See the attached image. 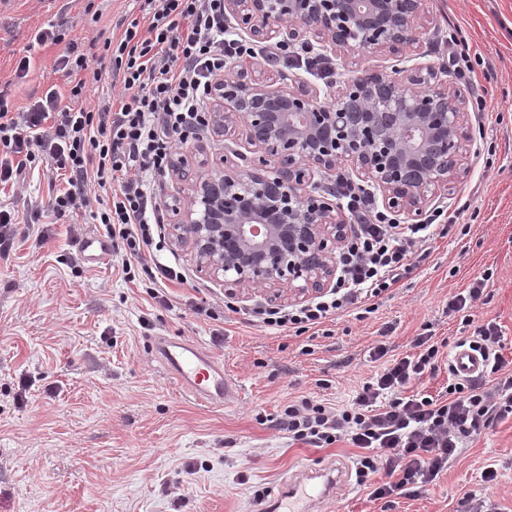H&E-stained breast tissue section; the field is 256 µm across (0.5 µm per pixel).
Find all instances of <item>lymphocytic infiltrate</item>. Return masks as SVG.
Instances as JSON below:
<instances>
[{
  "mask_svg": "<svg viewBox=\"0 0 512 512\" xmlns=\"http://www.w3.org/2000/svg\"><path fill=\"white\" fill-rule=\"evenodd\" d=\"M138 3L140 17L118 19L120 36L105 39L93 60L59 30L37 32V43L63 45L55 66L77 82L69 96L51 90L18 112L0 98V184H19L26 168L39 164L67 172V186L52 191L46 215L90 210L115 244L126 279L155 285L182 281L183 272L143 256L162 221L150 181L168 170L176 143L208 126L211 85L225 64L263 52L230 30L224 0ZM87 70L94 81L107 76L119 84V102L79 106L86 88L80 74ZM93 184L105 190L104 198L91 199ZM336 190L354 224L337 256L334 286L301 306L256 308L252 322L299 336L350 311L375 313V299L411 273L440 233L434 223H394L349 180H338ZM499 334L493 322L475 327L467 342L492 364L449 384L447 398L404 393L411 381L435 373L442 356L432 336L420 335L416 354L385 366L350 403L335 408L305 397L285 408L282 425L295 442L325 448L345 441L358 448L356 480L371 500L432 483L466 438L512 414V370L497 351Z\"/></svg>",
  "mask_w": 512,
  "mask_h": 512,
  "instance_id": "lymphocytic-infiltrate-1",
  "label": "lymphocytic infiltrate"
}]
</instances>
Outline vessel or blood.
Here are the masks:
<instances>
[{
  "instance_id": "b4317fda",
  "label": "vessel or blood",
  "mask_w": 512,
  "mask_h": 512,
  "mask_svg": "<svg viewBox=\"0 0 512 512\" xmlns=\"http://www.w3.org/2000/svg\"><path fill=\"white\" fill-rule=\"evenodd\" d=\"M111 250V242L97 234L86 236L80 243L84 260L91 264L99 263ZM148 348L178 389L194 400L221 407L239 398L240 388L225 371L223 361L200 343L182 337L156 336ZM484 365V359L466 347L457 350L451 360L453 371L460 376L480 373ZM345 480L344 470L303 466L280 483L272 500L258 505L255 512H318L321 503Z\"/></svg>"
}]
</instances>
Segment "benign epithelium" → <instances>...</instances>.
Instances as JSON below:
<instances>
[{
    "label": "benign epithelium",
    "mask_w": 512,
    "mask_h": 512,
    "mask_svg": "<svg viewBox=\"0 0 512 512\" xmlns=\"http://www.w3.org/2000/svg\"><path fill=\"white\" fill-rule=\"evenodd\" d=\"M425 0H224L250 36L320 40L336 54L420 48ZM230 62L212 91L214 124L242 122L255 158L191 179L190 206L171 205L176 241L197 268L224 286L261 288L299 302L327 291L350 220L335 190L308 191L316 173L346 165L379 192L382 207L423 222L432 197L467 172L474 147L461 92L429 67L363 70L340 82L324 105L304 90H280Z\"/></svg>",
    "instance_id": "benign-epithelium-1"
}]
</instances>
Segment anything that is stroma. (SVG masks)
<instances>
[{
	"instance_id": "35a3bbf8",
	"label": "stroma",
	"mask_w": 512,
	"mask_h": 512,
	"mask_svg": "<svg viewBox=\"0 0 512 512\" xmlns=\"http://www.w3.org/2000/svg\"><path fill=\"white\" fill-rule=\"evenodd\" d=\"M430 29L423 53L408 67L446 71L467 99L483 95L488 112L470 120L494 156L477 152L452 194L436 207L469 208L429 256L378 299L360 319L347 313L326 333L296 336L253 324L249 312L268 305L263 290L229 294L199 272L190 251L172 236L173 216L158 227L149 253L179 265L182 283H165L159 304L112 260L94 265L76 248L89 232L103 233L84 211L53 224H35L31 208L47 199L48 171L27 175L22 188L0 186V206L16 211L17 245L0 258V512H250L300 465L352 468L355 448L344 441L312 448L289 440L280 419L288 402L313 397L336 406L373 377L369 353L382 345L388 359L413 354L430 333L455 348L469 335L448 300L483 272L486 297L471 310L475 323L496 322L500 353L512 366V0H426ZM132 0H0V93L13 109L69 85L54 61L60 46L39 45L38 29L56 25L86 54L111 36L120 17L135 18ZM461 31L486 64L468 71L449 43ZM29 57L25 76L15 72ZM334 75L289 62L255 58L252 79L282 89L297 86L329 102L342 67L326 52ZM244 148L241 133L209 126L179 144L187 170L218 163ZM233 296L226 320L197 314L196 304ZM200 342L222 358L241 389L222 408L195 401L175 387L149 353L157 335ZM495 478L485 481V470ZM490 512H512V415L471 439L432 484L392 501L370 500L357 485L337 488L329 512H468L469 499Z\"/></svg>"
}]
</instances>
